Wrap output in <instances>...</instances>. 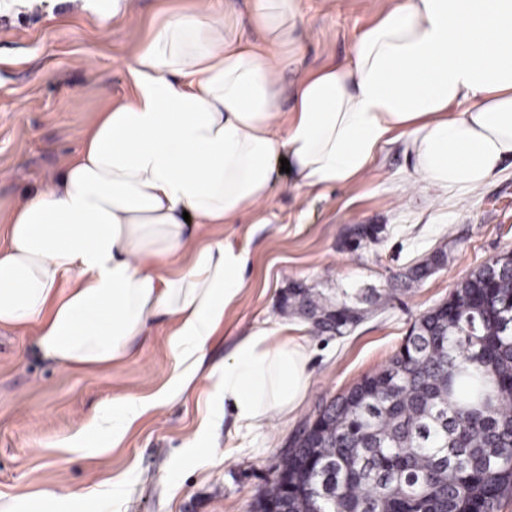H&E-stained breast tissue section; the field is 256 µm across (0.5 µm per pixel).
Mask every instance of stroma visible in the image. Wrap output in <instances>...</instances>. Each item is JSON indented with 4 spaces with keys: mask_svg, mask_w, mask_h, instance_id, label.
<instances>
[{
    "mask_svg": "<svg viewBox=\"0 0 512 512\" xmlns=\"http://www.w3.org/2000/svg\"><path fill=\"white\" fill-rule=\"evenodd\" d=\"M192 0H135L108 20L67 0H24L0 8V214L45 183L79 147L97 112L128 97V66L155 17ZM393 0H304L301 51L283 86L344 64L356 34ZM265 223L212 224V238L247 248L246 288L224 315L206 363L226 358L256 328H287L310 353V385L287 417L258 430L232 419L212 429L213 462L176 464L203 417L211 382L198 375L180 399L146 416L119 447L96 453L92 421L113 396H146L167 383L174 359L157 320L131 353L111 365L75 370L44 359L30 330L0 328V496L51 490L82 494L121 475L116 501L94 499L89 512H253L280 448L321 404L386 365L414 322L447 300L457 283L500 254L512 253V165L477 189L450 194L417 179L404 139L384 144L371 170L346 187L295 190L287 174ZM359 224L380 229L358 250L345 240ZM445 265L411 284L385 310L338 336L280 313L282 293L300 283L329 297L399 287V275L435 249ZM82 449H75V441Z\"/></svg>",
    "mask_w": 512,
    "mask_h": 512,
    "instance_id": "35a3bbf8",
    "label": "stroma"
}]
</instances>
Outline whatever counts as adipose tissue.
Wrapping results in <instances>:
<instances>
[{"label":"adipose tissue","mask_w":512,"mask_h":512,"mask_svg":"<svg viewBox=\"0 0 512 512\" xmlns=\"http://www.w3.org/2000/svg\"><path fill=\"white\" fill-rule=\"evenodd\" d=\"M302 18V0H252L257 40L244 44L209 0L164 15L128 67L131 97L98 113L64 167L0 218V325L34 328L44 358L108 364L156 319L172 324L169 381L103 404V448L196 379L249 258L202 229L261 209L280 160L295 189L347 185L398 135L416 174L459 193L512 159V0H393L354 38L346 64L300 78L281 112L276 71L300 49ZM309 363L283 330L243 338L208 372L186 455L208 460L210 427L226 414L259 429L271 412H293ZM77 505L42 490L0 500V512Z\"/></svg>","instance_id":"obj_1"}]
</instances>
